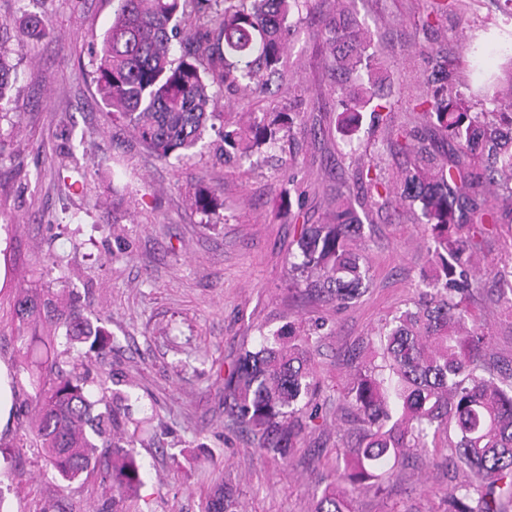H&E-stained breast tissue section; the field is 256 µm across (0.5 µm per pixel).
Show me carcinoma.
Here are the masks:
<instances>
[{
    "label": "carcinoma",
    "mask_w": 512,
    "mask_h": 512,
    "mask_svg": "<svg viewBox=\"0 0 512 512\" xmlns=\"http://www.w3.org/2000/svg\"><path fill=\"white\" fill-rule=\"evenodd\" d=\"M112 23L97 53L96 84L103 105L121 115L157 157L180 158L204 137L220 116L215 86L245 83L261 89L276 77L295 10L314 0H224L213 27L201 38L180 26L184 0H114ZM44 18L29 13L18 26L0 23V46L10 39L27 44L45 37ZM316 35L326 45L334 93L341 112L336 131L352 138L364 112L375 118L394 103L380 93L385 80L372 38L357 18L342 10L323 16ZM184 53L175 56V45ZM430 86L416 117L433 127L427 137L406 129L392 147L410 156L399 178L385 181L370 163L354 171L363 200L395 197L418 206V223L428 234L433 274L416 308L381 327L370 357L357 367L346 391L357 439L336 453V482L316 512H351L340 485L381 487L387 467L410 448L425 447L431 429L451 428L448 465L470 479L448 486L447 512H508L512 506V386L486 376L490 341L463 303L482 288L475 255L476 226L512 225V54L500 69L507 84L485 90L498 104L473 112L456 88L448 58L428 51ZM13 67L0 61V110L13 101ZM299 112H264L246 128L222 132L224 153L247 157L276 140L277 127L293 128ZM364 224L357 210L336 192V214L324 224H303L298 252L288 261L289 283L325 302L345 305L365 292L369 266L358 248ZM13 315L18 321L14 378L35 390L33 447L62 480L72 482L91 468L103 471L119 496L137 491L143 469L129 451L127 397L91 389L88 361L100 357L108 332L80 312L59 307L51 289L17 287ZM64 330L66 348L54 347ZM311 331L294 323L260 333L224 372V404L258 447L286 457L304 434L302 417L320 380L312 366ZM206 512H240L236 489H216Z\"/></svg>",
    "instance_id": "obj_1"
}]
</instances>
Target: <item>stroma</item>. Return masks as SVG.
Returning <instances> with one entry per match:
<instances>
[{
	"mask_svg": "<svg viewBox=\"0 0 512 512\" xmlns=\"http://www.w3.org/2000/svg\"><path fill=\"white\" fill-rule=\"evenodd\" d=\"M467 22H421L431 0H355L390 76L393 124L410 121V99L426 88L428 47L441 48L466 97L497 75L512 53V19L497 0H464ZM41 14L47 35L5 49L20 77L11 110L0 112V362L17 359L11 291L39 281L78 299L110 334L102 361L130 398L132 452L142 486L121 512H204L213 490L231 483L244 512H315L338 448L355 440L345 390L359 351L381 324L413 307L429 273L427 236L416 214L373 208L365 219L370 283L336 306L285 279L301 225L322 223L337 192L356 195V167L378 157L394 177L403 156L383 129L362 125L353 140L336 131V97L315 39L317 18L302 13L287 42L283 86L261 95L217 88L216 126L267 110L299 112L300 125L247 159H225L220 139L178 160L151 152L96 91L94 52L112 22V0H0V21ZM216 196L196 208L199 192ZM484 288L466 302L491 338L487 360L499 380L512 368V310L494 274L512 265V226L483 238ZM288 322L321 325L313 350L322 383L318 417L287 458L258 448L224 406V371L254 348L260 331ZM16 391L0 428V493L9 512H111L112 489L99 470L65 482L40 449L23 442L33 412ZM448 434L429 436L385 476L381 489H351L352 512H445L448 485L468 471L448 469Z\"/></svg>",
	"mask_w": 512,
	"mask_h": 512,
	"instance_id": "35a3bbf8",
	"label": "stroma"
}]
</instances>
